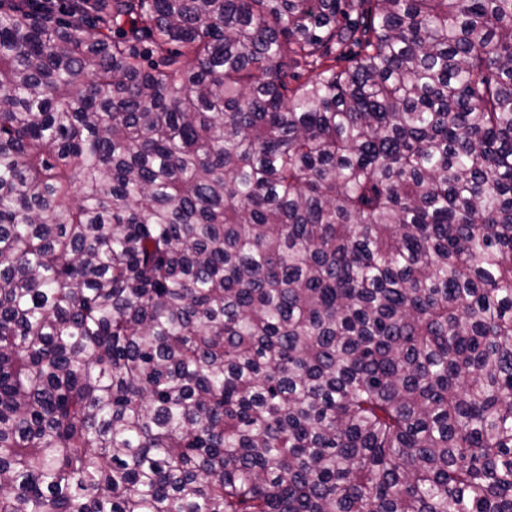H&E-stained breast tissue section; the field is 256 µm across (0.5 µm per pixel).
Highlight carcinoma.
<instances>
[{
	"instance_id": "cac0c4a2",
	"label": "carcinoma",
	"mask_w": 512,
	"mask_h": 512,
	"mask_svg": "<svg viewBox=\"0 0 512 512\" xmlns=\"http://www.w3.org/2000/svg\"><path fill=\"white\" fill-rule=\"evenodd\" d=\"M0 512H512V0H0Z\"/></svg>"
}]
</instances>
